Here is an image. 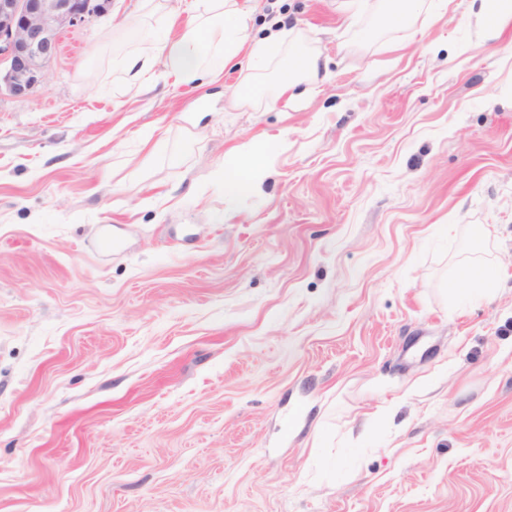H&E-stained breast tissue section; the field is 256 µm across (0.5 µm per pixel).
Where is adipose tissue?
<instances>
[{
  "instance_id": "ef3b65f1",
  "label": "adipose tissue",
  "mask_w": 512,
  "mask_h": 512,
  "mask_svg": "<svg viewBox=\"0 0 512 512\" xmlns=\"http://www.w3.org/2000/svg\"><path fill=\"white\" fill-rule=\"evenodd\" d=\"M244 17L237 0H210L205 17L177 37L159 41L149 35L135 36L117 66L136 81L149 73L160 55L168 74L180 82L191 83L203 73H216L218 66L235 65L244 58L265 64L284 57L288 66L277 83L276 94L286 97L289 106H297L298 85L319 79L318 55L288 48L280 30L247 44Z\"/></svg>"
}]
</instances>
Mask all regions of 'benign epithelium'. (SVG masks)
<instances>
[{"mask_svg": "<svg viewBox=\"0 0 512 512\" xmlns=\"http://www.w3.org/2000/svg\"><path fill=\"white\" fill-rule=\"evenodd\" d=\"M111 7L112 0H0V91L30 96L59 54L61 32Z\"/></svg>", "mask_w": 512, "mask_h": 512, "instance_id": "benign-epithelium-1", "label": "benign epithelium"}]
</instances>
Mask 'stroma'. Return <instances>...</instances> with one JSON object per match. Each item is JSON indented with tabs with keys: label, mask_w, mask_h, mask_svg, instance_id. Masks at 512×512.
I'll return each instance as SVG.
<instances>
[{
	"label": "stroma",
	"mask_w": 512,
	"mask_h": 512,
	"mask_svg": "<svg viewBox=\"0 0 512 512\" xmlns=\"http://www.w3.org/2000/svg\"><path fill=\"white\" fill-rule=\"evenodd\" d=\"M427 3L254 0L249 39L326 66L293 110L276 65L132 86L181 0H112L0 94V512H512V27ZM388 22L393 27H401L419 14L425 7V0H381ZM497 268L493 261L455 267L450 276L452 280L461 281L466 288L463 291L469 296H481L493 288Z\"/></svg>",
	"instance_id": "35a3bbf8"
}]
</instances>
